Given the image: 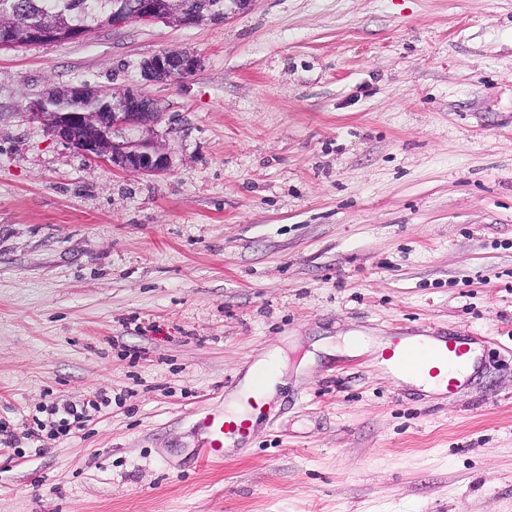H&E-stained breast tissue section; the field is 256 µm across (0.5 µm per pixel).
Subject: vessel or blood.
<instances>
[{
	"label": "vessel or blood",
	"instance_id": "1",
	"mask_svg": "<svg viewBox=\"0 0 512 512\" xmlns=\"http://www.w3.org/2000/svg\"><path fill=\"white\" fill-rule=\"evenodd\" d=\"M470 350L469 341L455 336L430 337L428 345L424 347L408 337L396 336L381 356L395 371L417 368L421 374L444 385L446 391L451 392L458 385V374L467 369ZM245 368L254 374L252 387L238 393L248 407L247 414L229 418L223 410L214 408L196 414L198 442L193 449V456L202 464L223 465L226 444L244 442L251 432L254 419L267 413V402L262 391L264 375L255 371L253 362H246Z\"/></svg>",
	"mask_w": 512,
	"mask_h": 512
}]
</instances>
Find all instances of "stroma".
I'll use <instances>...</instances> for the list:
<instances>
[{"label":"stroma","mask_w":512,"mask_h":512,"mask_svg":"<svg viewBox=\"0 0 512 512\" xmlns=\"http://www.w3.org/2000/svg\"><path fill=\"white\" fill-rule=\"evenodd\" d=\"M170 49L201 68L146 82ZM80 85L152 98L170 168L29 118ZM396 330L479 337L478 366L406 385L374 354ZM270 354L269 418L185 467L194 412ZM1 421L0 512H512V0H254L0 49Z\"/></svg>","instance_id":"obj_1"}]
</instances>
